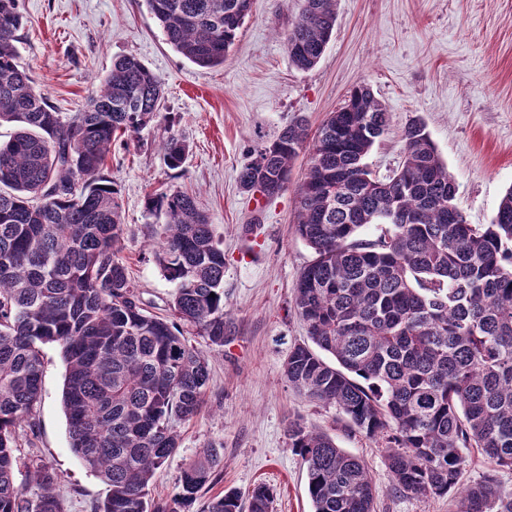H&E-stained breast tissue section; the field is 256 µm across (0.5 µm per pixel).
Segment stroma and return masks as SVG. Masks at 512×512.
Masks as SVG:
<instances>
[{
  "label": "stroma",
  "instance_id": "obj_1",
  "mask_svg": "<svg viewBox=\"0 0 512 512\" xmlns=\"http://www.w3.org/2000/svg\"><path fill=\"white\" fill-rule=\"evenodd\" d=\"M302 0H253L222 66L206 69L169 44L145 0H20L19 63L62 112L83 109L114 59L133 56L163 84L161 117L130 146L114 145L104 167L125 224L121 257L151 313L169 315L174 288L153 258L147 195H193L224 248L223 347L205 350L211 379L199 414L180 425V446L154 476L149 495L168 500L181 468L222 445L213 493L274 491L271 512H312L305 467L288 426L302 420L363 457L377 489L376 512H456L457 497L395 495L379 442L350 430L334 407L298 395L284 375L294 344L306 338L293 292L313 251L294 231L293 185L275 197L241 189L237 174L295 115L318 127L351 88L365 83L391 114L388 132L365 159L383 179L401 162L400 135L421 119L457 184L456 205L472 224H488L512 188V0H338L334 33L316 67L297 69L281 34ZM176 136L189 147L182 169H168L159 145ZM65 363L44 348L41 397L21 424L20 470L38 463L58 475L66 512H91L108 492L70 448L62 405Z\"/></svg>",
  "mask_w": 512,
  "mask_h": 512
}]
</instances>
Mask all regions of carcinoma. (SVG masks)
I'll return each mask as SVG.
<instances>
[{"label": "carcinoma", "instance_id": "carcinoma-1", "mask_svg": "<svg viewBox=\"0 0 512 512\" xmlns=\"http://www.w3.org/2000/svg\"><path fill=\"white\" fill-rule=\"evenodd\" d=\"M283 33L292 64L315 67L336 26L337 0H303ZM167 43L202 67L224 64L251 0H146ZM18 0H0V512H65L44 465L17 481L20 423L39 401L43 346L66 363L62 393L70 447L108 485L93 512H193L217 481L219 447L184 464L171 501L149 498L155 471L179 448L177 424L200 411L208 359L192 330L224 346V249L195 198L147 197L154 258L174 286V319L147 311L122 259L118 192L102 174L117 138L161 112L160 79L140 60L112 63L81 112L63 113L18 64ZM385 106L353 87L315 134L297 115L238 173L242 189H287L300 152L295 233L314 260L300 272L294 309L307 340L284 375L307 399L332 405L350 429L384 444L394 490L430 498L462 490L458 512H512V491L493 475L461 487L465 448L512 470V188L489 224H470L425 125L402 130L403 161L380 180L364 159L389 129ZM168 168L188 146L162 143ZM383 224L372 240L357 238ZM330 354L327 362L320 352ZM291 448L306 467L312 512H375L366 462L296 421ZM272 490L249 493V512H270ZM201 512H240L229 489Z\"/></svg>", "mask_w": 512, "mask_h": 512}]
</instances>
